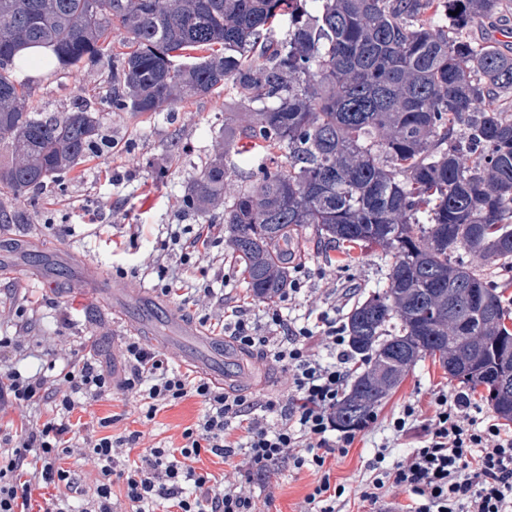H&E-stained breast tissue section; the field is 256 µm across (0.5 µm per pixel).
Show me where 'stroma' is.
<instances>
[{"instance_id": "35a3bbf8", "label": "stroma", "mask_w": 512, "mask_h": 512, "mask_svg": "<svg viewBox=\"0 0 512 512\" xmlns=\"http://www.w3.org/2000/svg\"><path fill=\"white\" fill-rule=\"evenodd\" d=\"M111 61L100 58L65 72L44 70L31 62L17 72L30 85V105L37 112H70L84 104L95 112L112 140L111 153L93 156L70 173L62 188L49 187L34 200L14 198L0 191V254L10 261L9 275H0V332L11 335L22 317H29L21 332L22 346L77 348L101 360L122 363V347L129 332L120 319L98 311L95 288H111L122 280L137 287H161L160 275L180 269L179 251L169 249L168 227H212L216 241L210 254L196 261L192 283L213 285L227 300L254 304L238 266L223 239V208L200 214L184 208L182 199L215 146L223 124L248 120V108L231 91H220L173 105L172 109L134 116L112 111L109 105ZM31 234L35 241L19 250L17 237ZM297 241L306 290L317 291L344 320L355 300L367 297L384 284L388 273L380 248H354L343 254L321 241L313 226L299 229ZM67 256L69 277L58 280L57 260ZM97 266L98 287L87 285L83 267ZM70 325H61L62 315ZM452 380L432 359L419 361L402 383L375 410V422L356 431L347 455L328 460L331 483L345 486L353 497L369 475V465L382 445L390 458L409 452L415 438L393 440L388 422L407 402H417L430 412L436 391L451 387ZM201 414L197 399L188 398L157 412L153 420L139 418L135 397L115 391L112 398L75 410L82 422L95 424L112 418L111 434L140 432V447L177 448L182 433ZM61 465L80 476L83 495L74 497L65 488L35 490L32 504L40 508L58 500L66 512H86L94 495L96 472L74 448ZM317 481L314 472L282 468L270 481L252 484L258 512H299L305 496Z\"/></svg>"}]
</instances>
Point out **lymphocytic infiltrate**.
<instances>
[{
  "mask_svg": "<svg viewBox=\"0 0 512 512\" xmlns=\"http://www.w3.org/2000/svg\"><path fill=\"white\" fill-rule=\"evenodd\" d=\"M183 274L163 284V295L180 304L213 306L218 327L239 347L259 349L285 372L286 397L257 400L231 395L202 377L171 367L165 354L130 338L123 344L128 368L113 380L111 366L77 351L58 355L55 386L41 372H24L10 360L17 345L0 336V406L45 404L51 418L0 428V512H29L32 489L59 485L82 493V484L60 465L70 450L73 412L111 396L113 389L133 393L145 419L184 398L202 405L195 427L186 429L179 449L148 448L135 452L141 437L96 435L87 431L82 445L97 471L92 512H113L112 486L122 483L129 512H255L250 484L269 479L281 466L310 468L320 478L300 512H343L344 487L332 486L323 468L329 456L347 453L355 435H336L334 412L349 376L346 338L330 311L318 310L316 295L307 303L314 321L297 323L279 308L267 307L256 324L242 306L226 302L210 285L184 288ZM389 428L394 437L420 433L414 450L387 460L378 450L373 473L361 486L359 500L377 504L409 495V512H512V432L494 416L480 414L468 393L436 392L433 412L422 418L416 403H406ZM209 452L229 461L220 480L196 472L190 460ZM35 468L38 481L24 475Z\"/></svg>",
  "mask_w": 512,
  "mask_h": 512,
  "instance_id": "obj_1",
  "label": "lymphocytic infiltrate"
}]
</instances>
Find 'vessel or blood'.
<instances>
[{"label":"vessel or blood","mask_w":512,"mask_h":512,"mask_svg":"<svg viewBox=\"0 0 512 512\" xmlns=\"http://www.w3.org/2000/svg\"><path fill=\"white\" fill-rule=\"evenodd\" d=\"M112 307L126 314L144 343L166 351L184 367L201 373L215 385L250 384L247 370L229 368L237 356L234 347L222 337L205 334L200 326L182 318L150 290L114 283Z\"/></svg>","instance_id":"b4317fda"}]
</instances>
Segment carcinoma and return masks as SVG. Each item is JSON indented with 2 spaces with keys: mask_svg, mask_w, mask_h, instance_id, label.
Returning a JSON list of instances; mask_svg holds the SVG:
<instances>
[{
  "mask_svg": "<svg viewBox=\"0 0 512 512\" xmlns=\"http://www.w3.org/2000/svg\"><path fill=\"white\" fill-rule=\"evenodd\" d=\"M506 0H0V188L26 199L112 150L81 107L33 112L15 79L45 47L66 71L112 58L115 112L146 115L231 89L252 107L224 126L184 196L224 206L247 288L288 287L281 253L300 228L390 255L385 288L344 321L354 372L336 428H362L421 358L512 422V330L496 278L512 273V47ZM282 40L271 38L277 25ZM127 31L112 52V28ZM208 55L197 56L195 52ZM266 153L258 182L224 200L225 149ZM288 161V170L278 157Z\"/></svg>",
  "mask_w": 512,
  "mask_h": 512,
  "instance_id": "carcinoma-1",
  "label": "carcinoma"
}]
</instances>
